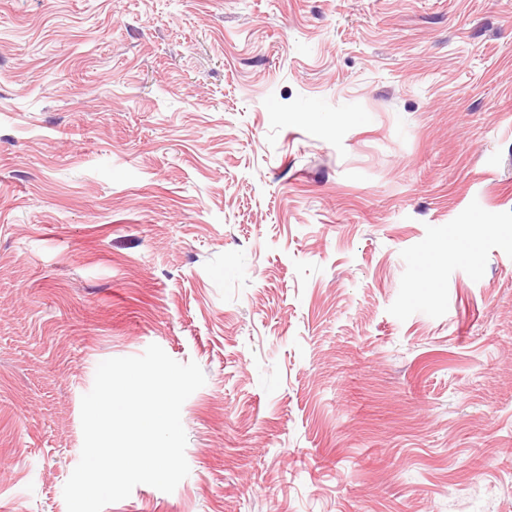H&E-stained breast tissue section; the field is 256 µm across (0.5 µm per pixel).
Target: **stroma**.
I'll return each instance as SVG.
<instances>
[{"instance_id": "1", "label": "stroma", "mask_w": 512, "mask_h": 512, "mask_svg": "<svg viewBox=\"0 0 512 512\" xmlns=\"http://www.w3.org/2000/svg\"><path fill=\"white\" fill-rule=\"evenodd\" d=\"M152 343L103 512H512V0H0V512Z\"/></svg>"}]
</instances>
